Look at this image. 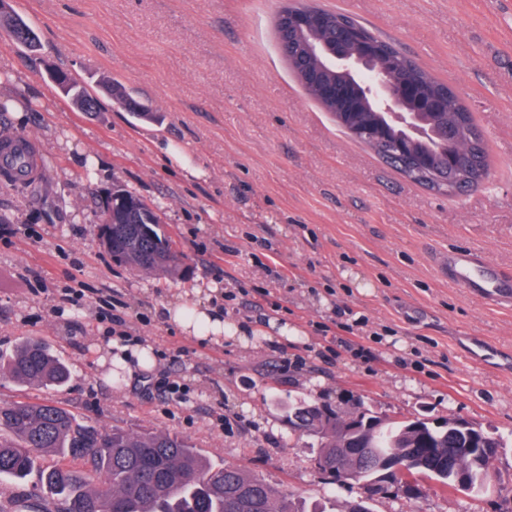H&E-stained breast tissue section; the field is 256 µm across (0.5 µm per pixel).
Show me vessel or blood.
<instances>
[{
  "instance_id": "1",
  "label": "vessel or blood",
  "mask_w": 512,
  "mask_h": 512,
  "mask_svg": "<svg viewBox=\"0 0 512 512\" xmlns=\"http://www.w3.org/2000/svg\"><path fill=\"white\" fill-rule=\"evenodd\" d=\"M443 271L455 285L481 300L512 301V279L499 274L491 264L479 260L467 249L449 251L443 260Z\"/></svg>"
}]
</instances>
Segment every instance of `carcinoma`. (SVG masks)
I'll return each instance as SVG.
<instances>
[{"mask_svg":"<svg viewBox=\"0 0 512 512\" xmlns=\"http://www.w3.org/2000/svg\"><path fill=\"white\" fill-rule=\"evenodd\" d=\"M61 76L67 96L87 112L96 101L66 72ZM369 127L384 122L389 139L408 134L418 154L435 157L448 149L439 139L423 137L395 123L388 112L367 101L358 113ZM466 132L453 147L466 150L470 137L479 145L481 169L488 170L487 149L471 112H465ZM34 149L26 141L11 148L9 158L20 173L33 172ZM104 224L109 234L107 251L118 262L171 278L186 274L180 255L148 224L136 223L133 214L120 212L117 202H102ZM26 384L55 386L65 383L68 366L44 343L29 339L7 359L0 358V375ZM360 426L336 443V421L321 419L336 409L327 404L299 401L288 405L294 432L313 438L319 459L332 465L359 448H376L345 464L339 481H364L374 485L392 473L391 485L400 479L391 468L403 458L413 460L411 473L437 481L448 491L459 490L461 475L467 490L488 489L490 464L500 447L485 446L489 433L469 422L458 424L448 417L436 421L425 415L394 421L377 415L363 403L356 404ZM14 441H0V477L23 480L39 460L51 454L56 463L41 472V480L57 501L49 510L38 500L20 505L25 512H305L291 493L278 490L263 478L242 468L209 463L196 448L167 432L128 433L114 429L102 432L82 426L67 409L47 403L0 402V433Z\"/></svg>","mask_w":512,"mask_h":512,"instance_id":"carcinoma-1","label":"carcinoma"}]
</instances>
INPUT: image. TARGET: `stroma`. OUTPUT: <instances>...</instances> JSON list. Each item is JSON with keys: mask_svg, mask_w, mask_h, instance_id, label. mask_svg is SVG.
Masks as SVG:
<instances>
[{"mask_svg": "<svg viewBox=\"0 0 512 512\" xmlns=\"http://www.w3.org/2000/svg\"><path fill=\"white\" fill-rule=\"evenodd\" d=\"M293 2L364 22L452 87L484 136L488 178L437 193L340 131L277 47L284 0H9L41 49L0 39V132L32 143L38 171L0 180V355L38 339L71 376L43 387L0 375V401L53 403L99 431L181 435L326 512L367 489L318 469L289 402L461 417L505 443L489 491L425 478L418 498L373 496V512H512V309L437 269L463 246L512 274V0ZM56 68L97 97L95 111L63 95ZM116 186L154 209L186 276L137 272L104 250L100 204ZM200 288L251 329L246 341L202 343L167 320L165 306L195 304ZM274 319L292 330L275 343ZM119 333L152 345L151 362L113 367Z\"/></svg>", "mask_w": 512, "mask_h": 512, "instance_id": "obj_1", "label": "stroma"}]
</instances>
